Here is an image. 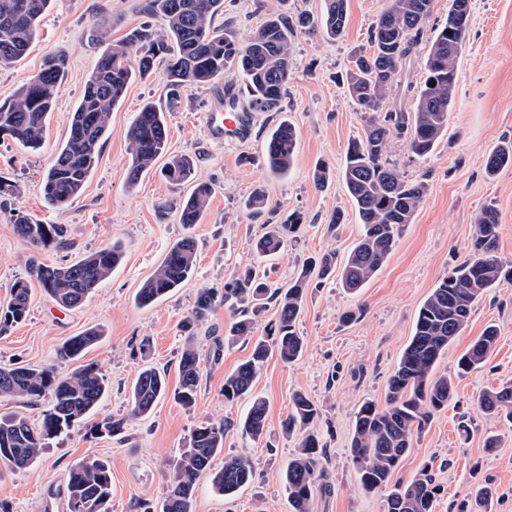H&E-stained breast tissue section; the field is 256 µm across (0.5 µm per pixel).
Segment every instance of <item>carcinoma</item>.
<instances>
[{
  "label": "carcinoma",
  "instance_id": "cac0c4a2",
  "mask_svg": "<svg viewBox=\"0 0 512 512\" xmlns=\"http://www.w3.org/2000/svg\"><path fill=\"white\" fill-rule=\"evenodd\" d=\"M51 2L0 0L1 65L13 64L26 55ZM432 2L389 0L370 31V51L356 52L346 69L347 92L365 113L366 122L364 136L351 140L346 148L342 174L363 224L362 234L341 270L342 286L352 293L364 287L384 264L426 190L423 182L406 178L387 159L389 138L395 135L405 139L413 155L425 158L448 128L457 83L456 59L469 30L470 0H449L448 18L430 41L422 82L401 87L407 59L419 42ZM223 11L224 0H147L144 12L160 18L163 27L155 30L145 25L128 33L122 44L112 49V54L125 60L123 67L109 66L105 51L98 57L71 112L67 136L55 150L43 177V198L48 206L63 210L81 194L98 163L99 147L107 138L108 116L134 77L147 76L164 62L169 105L174 106L186 87H203L223 77L230 86L239 76L248 91L249 111L280 112L291 74L290 36L295 30L319 25L329 38L341 37L347 21V0H325V9L316 20L303 13L272 14L245 42L234 32L214 25ZM65 70L64 58L49 56L38 72L41 81L30 79L0 101V128L8 130L9 136L27 150L37 151L43 146L48 120L56 108L55 92ZM394 89L399 91V100L388 105L386 100ZM167 137L165 112L150 102L145 104L127 130L132 157L129 186H135L154 166L166 149ZM296 143L295 128L286 119L280 121L264 145L272 173H288ZM509 166L512 140L502 142L488 154L485 169L493 176ZM193 172L194 160L186 155L170 158L164 167L165 176L172 182L186 181ZM212 193L210 183L195 182L180 205L179 223H200ZM302 223L301 214L293 213L281 224H270L253 247L263 256L273 255ZM498 224L496 207H483L475 223L471 257L451 269L419 309L413 336L388 380L385 406L365 402L356 413L350 444L352 461L365 490L390 488L387 512H432L436 485L428 468L407 481H394L392 476L412 447L414 435L453 398L454 386L448 376L435 375L440 356L466 326L475 303L491 289L512 282V263L497 250ZM14 232L35 250L70 245L63 225L44 224L23 212L14 215ZM196 255L192 236L177 240L138 290L135 302L149 306L179 287L192 276ZM122 256L121 247L114 244L63 267L30 261L25 274L13 283L8 302L0 307V334L28 318L32 282H37L59 306L76 309L112 274ZM309 272L310 267L304 266L288 287L272 294L268 284L251 271L224 283V303L235 307L237 315L224 340L252 344L250 356L224 377V403L232 405L249 396L250 407L235 424L208 421L193 429L190 448L183 453L164 492L161 512H194L196 482L208 470L213 488L226 497L254 479V464L246 455L225 457L224 466L218 470L212 469V463L224 450V436L231 429L240 430L252 440L266 433L267 403L251 396L252 387L270 355L275 353L290 363L303 352L304 341L296 330V321L306 296ZM271 295L278 300V322L271 334L256 337V317L262 301ZM216 298L215 289H201L185 327L204 322ZM101 336L100 330L89 329L70 338L57 350V361L62 364L76 360ZM497 338L496 327L487 326L462 354L459 368L467 371L483 365ZM177 372L178 385L171 392L167 371L143 368L131 391L129 415L137 418L148 414L170 393L178 404L192 407L200 378V356L193 345L182 351ZM107 390L105 376L95 363L83 364L66 376L54 367L0 366V398L50 400V408L36 424L21 415L0 418V467L11 472L29 470L49 440L68 433L94 413ZM478 409L512 422V383L483 392ZM319 417L317 404L298 393L284 420L285 434L301 433L285 473L293 512H311L315 494L327 489L322 465L324 446L314 429ZM67 497L69 512H110L112 471L108 463L86 458L72 465L67 475ZM488 497V488L482 487L474 501L461 504L457 512H481Z\"/></svg>",
  "mask_w": 512,
  "mask_h": 512
}]
</instances>
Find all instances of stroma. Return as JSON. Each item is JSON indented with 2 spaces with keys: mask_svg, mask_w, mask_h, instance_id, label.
I'll return each mask as SVG.
<instances>
[{
  "mask_svg": "<svg viewBox=\"0 0 512 512\" xmlns=\"http://www.w3.org/2000/svg\"><path fill=\"white\" fill-rule=\"evenodd\" d=\"M145 0H52L40 23L38 37L18 63L0 65V99L13 94L41 68L48 55L67 60L52 113L39 151L27 152L11 140L0 142V173L15 179L21 193L0 201V303L25 270L31 255L46 264L63 266L78 256L117 243L121 265L80 308L57 306L40 287L32 289L25 322L0 334V366L18 363L56 365L58 348L70 337L97 327L98 344L86 350L82 363H97L109 392L92 421L50 440L32 469L0 478V500L11 512H68L66 476L69 466L84 458L108 461L112 469L111 512H157L174 465L188 448L192 429L205 421H238L248 400L224 402V378L249 357V344L217 346L234 320L231 307L217 302L207 321L194 333L181 324L199 289L223 288L226 279L248 268L265 275L271 288L287 286L305 258L333 255L342 263L354 246L361 226L342 179L346 146L362 135L364 118L337 81L348 60L365 45L369 31L388 0H347V24L337 39L315 28L291 41L292 78L282 112L254 115L253 134L245 143L210 140L203 124L218 84L189 88L168 111L167 156L188 154L195 159L194 177L212 183L214 193L201 223L179 224L176 208L192 190L191 183L167 182L159 169L128 187L131 155L127 128L142 105H165L163 70L135 78L108 120L109 136L99 162L82 193L68 208L53 210L42 195L43 175L68 133L69 118L98 56L120 45L126 34L146 22ZM470 28L456 59L458 79L448 114V129L432 154L414 156L405 139L391 138L387 158L406 177L424 182L426 193L410 224L404 225L388 258L356 293L341 287L338 276L311 277L296 327L304 338L302 357L293 363L271 356L257 378L253 393L267 402V434L261 440L231 431L225 454L249 456L254 479L233 497L217 494L210 475H202L194 494V512H291L285 471L297 450L298 436L281 432L293 396L305 394L321 409L318 434L326 448L323 465L330 493L316 494L312 512H386L385 493L369 492L359 482L350 455L355 415L362 403H384L387 380L409 343L418 311L448 271L470 255L474 224L482 206L499 211L498 250L512 260V167L495 176L485 172V159L502 141L512 139V0H470ZM323 0H224L216 25L230 24L240 39L252 36L274 12L320 16ZM106 18L109 36L93 40L90 32ZM297 132V149L288 174H272L264 142L281 118ZM330 169L327 186L316 188L318 163ZM263 190L268 205L254 215L245 207L254 190ZM23 211L47 224L65 225L73 246L67 250L32 252L14 232L13 213ZM303 223L294 241L271 258L257 256L252 242L266 223H280L291 212ZM342 223H332L335 212ZM197 242L194 275L164 300L138 307L135 296L153 275L171 245L183 235ZM358 312L346 323V310ZM496 325L498 340L486 365L459 374L457 360ZM200 354L197 400L184 408L172 399L158 402L148 418H128L131 389L144 365L168 369L177 385L178 359L188 342ZM436 374L452 379L455 392L448 408L414 435L412 448L395 471L410 478L431 466L437 484L432 512H456L457 504L490 486L487 512H512V424L483 415L479 394L512 381V285L492 289L474 306L468 324L439 359ZM125 419L122 435L93 437L91 422ZM469 425V436L458 431ZM498 448L483 449L487 436Z\"/></svg>",
  "mask_w": 512,
  "mask_h": 512,
  "instance_id": "35a3bbf8",
  "label": "stroma"
}]
</instances>
